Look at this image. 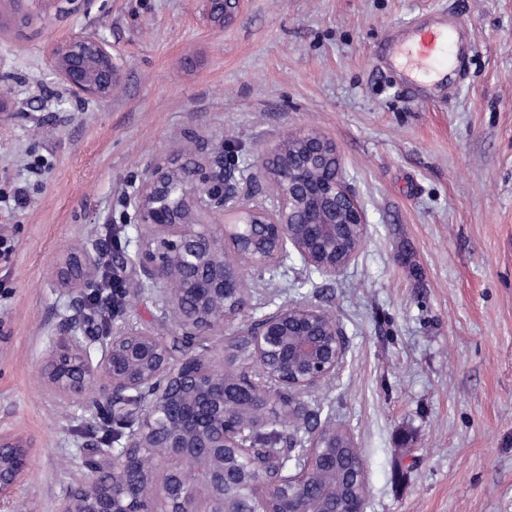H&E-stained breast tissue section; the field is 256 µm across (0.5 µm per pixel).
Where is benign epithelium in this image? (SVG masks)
I'll return each mask as SVG.
<instances>
[{
	"instance_id": "1",
	"label": "benign epithelium",
	"mask_w": 512,
	"mask_h": 512,
	"mask_svg": "<svg viewBox=\"0 0 512 512\" xmlns=\"http://www.w3.org/2000/svg\"><path fill=\"white\" fill-rule=\"evenodd\" d=\"M60 0H13L16 13L47 10ZM243 0H206V19L224 23ZM53 69L69 93L102 100L121 68L95 33L76 32L54 44ZM286 158L282 141L260 156V174L274 199L255 205L231 182L224 151L192 163L176 157L146 163L133 207L141 232L134 252L115 246L112 266L131 268L139 290L160 294L154 325H127L109 335L92 331L86 313L98 291L103 252L88 240L67 252L50 281L65 289L68 314L55 326L41 366L45 390L66 405L92 401L112 420L131 396L139 413L118 451L85 444L87 477L60 500L58 512H365L368 485L361 455L352 457L351 489L336 497L320 464L334 448L328 429L311 432L304 460L290 473L270 466L266 450L247 443L275 405L293 419L299 408L280 394L309 392L336 375L344 353L336 320L322 307L284 304L243 319L251 295L245 268L269 269L295 252L326 278L336 276L359 246L348 229H366L364 211L342 171L314 181L337 160L333 141L317 132L295 135ZM224 337L221 363L212 337ZM31 465V448L0 433V504L15 493Z\"/></svg>"
}]
</instances>
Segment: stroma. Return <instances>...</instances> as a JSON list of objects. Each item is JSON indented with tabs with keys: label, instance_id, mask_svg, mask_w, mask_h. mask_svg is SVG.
<instances>
[{
	"label": "stroma",
	"instance_id": "1",
	"mask_svg": "<svg viewBox=\"0 0 512 512\" xmlns=\"http://www.w3.org/2000/svg\"><path fill=\"white\" fill-rule=\"evenodd\" d=\"M442 13L465 31V78L429 90L378 47ZM12 16L0 0V429L32 446L24 512H56L101 429L42 387L57 263L136 236L148 160L223 146L261 200V153L307 130L334 141L367 230L334 278L293 256L251 282L259 312L312 303L344 331L336 376L303 402L359 448L366 512H512V0H245L221 27L204 0H96L24 30ZM80 31L122 66L107 99L52 71L53 43Z\"/></svg>",
	"mask_w": 512,
	"mask_h": 512
}]
</instances>
